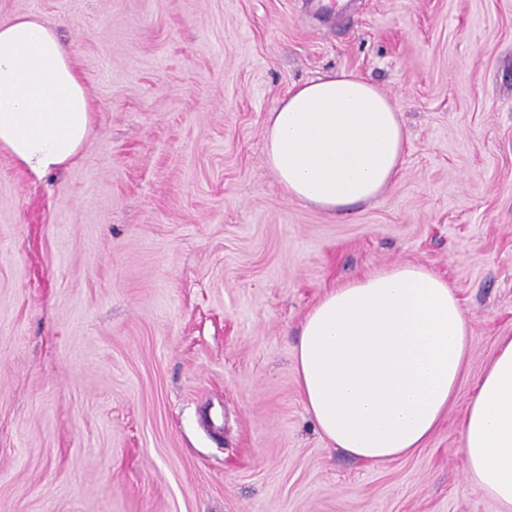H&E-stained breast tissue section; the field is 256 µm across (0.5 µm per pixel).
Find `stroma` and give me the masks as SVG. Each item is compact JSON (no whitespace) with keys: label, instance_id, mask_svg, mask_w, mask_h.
I'll list each match as a JSON object with an SVG mask.
<instances>
[{"label":"stroma","instance_id":"stroma-1","mask_svg":"<svg viewBox=\"0 0 512 512\" xmlns=\"http://www.w3.org/2000/svg\"><path fill=\"white\" fill-rule=\"evenodd\" d=\"M58 26L95 112L37 181L0 151V512H499L461 421L512 336V0H0ZM366 77L397 180L333 216L266 160L295 85ZM447 280L466 375L413 455L367 463L306 412L294 350L329 290Z\"/></svg>","mask_w":512,"mask_h":512}]
</instances>
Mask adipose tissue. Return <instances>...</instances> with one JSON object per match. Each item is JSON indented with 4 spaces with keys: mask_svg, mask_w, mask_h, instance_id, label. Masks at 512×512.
<instances>
[{
    "mask_svg": "<svg viewBox=\"0 0 512 512\" xmlns=\"http://www.w3.org/2000/svg\"><path fill=\"white\" fill-rule=\"evenodd\" d=\"M94 107L55 29L35 12L0 18V150L40 179L70 164ZM407 133L363 76L292 87L267 118L265 154L289 195L337 213L397 178ZM469 326L445 279L404 264L325 293L295 347L302 401L333 447L369 463L413 454L440 427L465 375ZM472 489L512 512V336L502 337L463 418Z\"/></svg>",
    "mask_w": 512,
    "mask_h": 512,
    "instance_id": "obj_1",
    "label": "adipose tissue"
}]
</instances>
